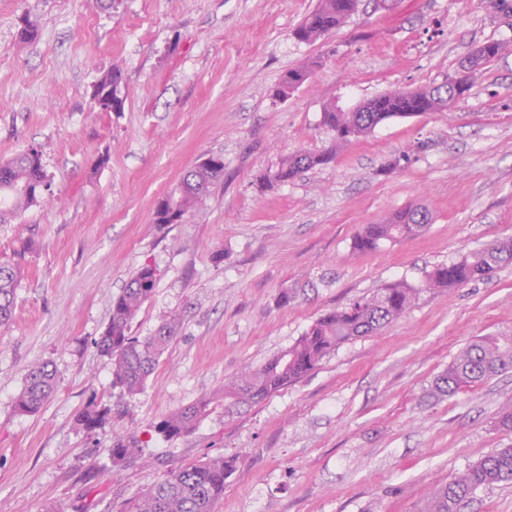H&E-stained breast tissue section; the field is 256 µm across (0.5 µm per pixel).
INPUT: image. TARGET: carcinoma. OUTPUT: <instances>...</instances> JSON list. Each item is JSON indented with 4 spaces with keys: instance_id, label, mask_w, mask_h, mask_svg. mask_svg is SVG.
I'll list each match as a JSON object with an SVG mask.
<instances>
[{
    "instance_id": "obj_1",
    "label": "carcinoma",
    "mask_w": 512,
    "mask_h": 512,
    "mask_svg": "<svg viewBox=\"0 0 512 512\" xmlns=\"http://www.w3.org/2000/svg\"><path fill=\"white\" fill-rule=\"evenodd\" d=\"M358 0H318L293 30L297 40L315 42L343 25L357 11ZM508 46L499 41H486L474 47L467 64L457 75L434 86L415 90L395 89L343 112L330 103L322 112V125L334 133L333 144L324 151L311 153L297 150L280 160L263 176L267 185L285 184L303 172L332 161L337 148L374 130L379 124L396 117L421 112H438L453 108L462 94L473 86L481 67L500 56ZM320 66L307 60L288 70L280 86L296 89ZM98 94L108 96L119 106L126 100L123 72L114 67L95 81ZM224 173V160L212 156L188 171L171 199L183 214L197 210L210 187ZM49 184L42 156L26 149L0 163V223L21 215L38 202L37 193ZM429 212L423 206L397 210L382 220L367 224L354 239L359 252L378 249L382 243L397 242L422 231L429 224ZM512 261V239L496 242L472 255H465L449 265H438L426 274L423 288L395 282L370 294L352 300L340 310L318 318L299 340L256 368H248L224 381V413L231 414L256 403L285 385L314 370L341 344L357 337L374 334L403 316L415 303L421 290L451 289L477 280H485L503 264ZM22 268L0 264V327L13 317L15 291ZM156 273L139 269L121 293L112 300L109 321L97 342L99 351L112 359V386L133 394L140 391L153 374L169 343L178 333L181 320L171 315L151 336L132 335V324L156 286ZM512 369V334H488L467 344L448 369L436 381V389L446 396L478 385ZM56 390V371L49 363L29 370L26 385L19 394L16 407L22 413H35ZM211 400L196 403L165 416L157 423L159 434L180 437L190 433L209 412ZM111 411L92 399L77 421L88 431L102 430L110 422ZM137 450L134 442L117 439L112 458L121 462ZM237 458L218 456L181 466L164 480L148 487L140 495L127 500L122 512H214L224 495V482L236 471ZM512 481V445L495 448L466 471L448 478L421 503L418 512H461L462 507L481 488Z\"/></svg>"
}]
</instances>
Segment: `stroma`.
<instances>
[{
	"mask_svg": "<svg viewBox=\"0 0 512 512\" xmlns=\"http://www.w3.org/2000/svg\"><path fill=\"white\" fill-rule=\"evenodd\" d=\"M496 0H359L314 43L293 29L317 0H0V161L39 146L53 198L0 224V262H16L13 320L0 329V512H121L183 464L236 455L215 512H416L449 476L501 445L512 372L453 397L438 376L473 339L512 333V264L491 279L422 291L426 271L512 238V50L485 65L444 112L393 118L331 163L265 187L282 157L332 144L329 103L350 108L394 89L438 84L472 47L512 43ZM37 36L17 39L22 18ZM321 66L288 98V69ZM123 111L91 101L110 67ZM224 177L186 222L158 226L156 202L209 156ZM423 205L418 235L357 252L382 215ZM222 261H214L215 253ZM157 282L132 324L182 327L144 389L112 385L95 342L136 271ZM421 294L380 332L235 415L216 408L189 434L166 415L291 346L322 314L394 281ZM50 363L55 395L16 409L29 369ZM105 429L76 423L90 399ZM136 441L127 462L114 437Z\"/></svg>",
	"mask_w": 512,
	"mask_h": 512,
	"instance_id": "stroma-1",
	"label": "stroma"
}]
</instances>
